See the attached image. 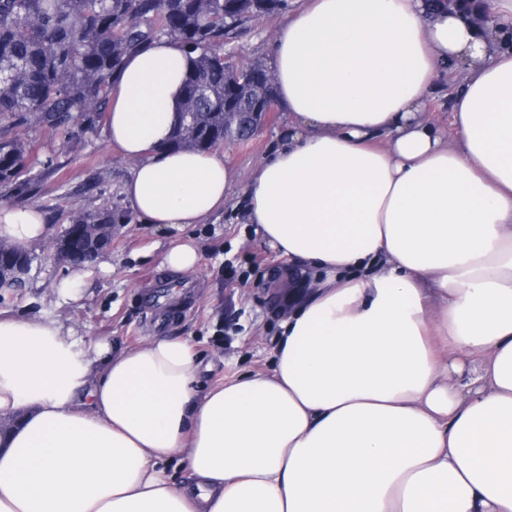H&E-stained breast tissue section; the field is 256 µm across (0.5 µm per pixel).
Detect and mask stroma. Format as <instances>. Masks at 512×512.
<instances>
[{
	"mask_svg": "<svg viewBox=\"0 0 512 512\" xmlns=\"http://www.w3.org/2000/svg\"><path fill=\"white\" fill-rule=\"evenodd\" d=\"M280 24L277 18L252 21L227 39L225 56L238 65L268 62ZM285 123V114L276 112L249 143L224 145V162L236 181L223 212L186 229L202 257L192 278H175L162 267L169 237L135 218L115 225L111 253L80 270L48 255L44 245L33 247L25 285L0 298V310L62 319L85 345L105 341L117 351L157 336L193 337L204 362L213 365L201 376L207 386L269 369L284 299L300 283L283 278L286 260L259 242L238 204L248 177L275 147ZM0 132L20 136L39 160H53L54 173L12 201L16 207H38L52 236L61 234L73 212L123 202L132 164L109 150L103 128L71 139L38 125L18 129L0 122ZM77 275L82 288L61 292V282ZM160 281L171 285V292L162 306L144 308L142 294Z\"/></svg>",
	"mask_w": 512,
	"mask_h": 512,
	"instance_id": "obj_1",
	"label": "stroma"
}]
</instances>
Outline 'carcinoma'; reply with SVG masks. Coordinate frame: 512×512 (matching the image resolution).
Wrapping results in <instances>:
<instances>
[{"label":"carcinoma","mask_w":512,"mask_h":512,"mask_svg":"<svg viewBox=\"0 0 512 512\" xmlns=\"http://www.w3.org/2000/svg\"><path fill=\"white\" fill-rule=\"evenodd\" d=\"M288 9V0H0V120L15 127L47 126L70 136L92 131L109 110L112 77L124 58L162 36L180 39L195 54L183 84L196 100L171 137L191 136L200 150L224 142V104L247 111L250 98L225 94L224 38L242 25ZM241 86L256 95L276 94L261 62L239 68ZM24 141L0 136V188L17 195L31 190L36 164ZM118 204L86 214L87 224H128ZM32 258L21 252L0 266L4 291L20 287Z\"/></svg>","instance_id":"obj_1"}]
</instances>
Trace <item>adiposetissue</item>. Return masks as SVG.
<instances>
[{"label":"adipose tissue","mask_w":512,"mask_h":512,"mask_svg":"<svg viewBox=\"0 0 512 512\" xmlns=\"http://www.w3.org/2000/svg\"><path fill=\"white\" fill-rule=\"evenodd\" d=\"M269 66L287 122L241 215L313 274L271 369L206 388L185 337L0 314V512H512V50L429 0H308ZM191 67L174 37L130 54L104 121L128 207L178 232L235 183L167 145ZM451 68L449 138L424 109ZM48 237L0 205V240Z\"/></svg>","instance_id":"adipose-tissue-1"}]
</instances>
